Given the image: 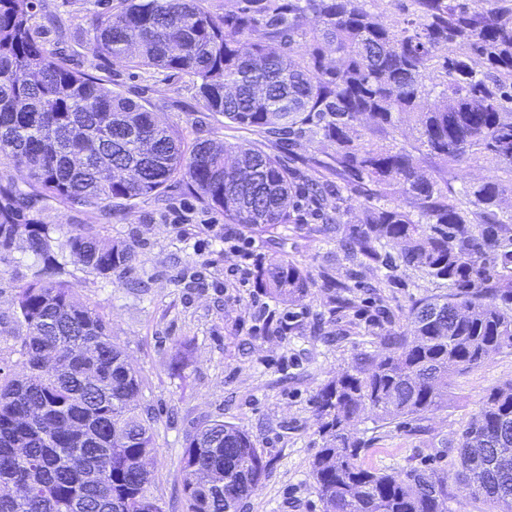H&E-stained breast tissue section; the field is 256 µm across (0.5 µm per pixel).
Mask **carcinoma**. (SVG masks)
Masks as SVG:
<instances>
[{
	"instance_id": "obj_1",
	"label": "carcinoma",
	"mask_w": 512,
	"mask_h": 512,
	"mask_svg": "<svg viewBox=\"0 0 512 512\" xmlns=\"http://www.w3.org/2000/svg\"><path fill=\"white\" fill-rule=\"evenodd\" d=\"M202 0H120L98 13L87 49L134 67L188 75L203 106L240 128L335 145L326 174L296 186L279 156L250 143L198 139L97 77L45 50L24 0H0V164L26 169L27 189L0 183V255L21 244L42 268L19 289L21 374L0 367V512H162L150 460L152 415L109 325L57 279L55 248L110 277L131 267L132 243L91 233L54 237L24 216L34 201L103 213L164 197L182 178L229 224L343 223L341 185L374 202L341 238L360 268L398 260L451 290L421 298L408 329L388 331L325 383L314 407L321 448L311 476L324 512H452L448 475L364 466L349 432L367 413L390 424L448 404V377L512 350V0H235L215 15ZM317 24L307 25L309 16ZM305 45L304 52L296 46ZM412 139L399 147L403 129ZM431 157L440 168L425 172ZM486 159L508 176L454 186L457 167ZM400 187L404 200L391 199ZM302 198L308 215L301 214ZM258 279L282 299L313 283L290 261ZM455 483L512 512V380L491 389L457 433ZM185 512H237L264 464L249 435L222 421L186 440Z\"/></svg>"
}]
</instances>
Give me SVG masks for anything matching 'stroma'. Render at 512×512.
<instances>
[{"instance_id":"35a3bbf8","label":"stroma","mask_w":512,"mask_h":512,"mask_svg":"<svg viewBox=\"0 0 512 512\" xmlns=\"http://www.w3.org/2000/svg\"><path fill=\"white\" fill-rule=\"evenodd\" d=\"M119 0H34L32 28L52 52L100 78L112 92L145 104L156 117L180 127L186 142L247 140L278 151L300 177L317 175V163L334 151L319 139L309 146L276 150L264 135L231 127L207 111L191 78L135 68L87 53L92 18ZM31 218L56 226L58 238L91 231L137 244V260L123 274L104 278L84 269L67 252L57 258L78 302L110 323L112 340L128 355L140 381L142 403L154 418L157 452L152 467L163 512H184L181 459L186 439L202 423L224 421L250 435L265 463L257 490L241 512H322L310 474L321 445L313 400L324 383L363 354H377L380 333L403 331L416 299L447 293V286L411 267L370 266L354 289L353 307L336 308L328 284L349 279L350 265L336 243L333 225L245 227L189 194L182 180L162 201L139 202L129 212L104 214L55 203L36 207ZM255 243L265 262L289 260L313 280L308 295L289 304L257 288L240 286L237 254L224 240ZM38 268L33 257L12 250L0 261V314L11 315L18 289ZM273 325L258 319L259 309ZM287 317V331L277 318ZM512 380V350H505L448 379L447 407L422 418L357 426L366 446L365 465L388 472L429 466L457 469L456 432L482 397Z\"/></svg>"}]
</instances>
